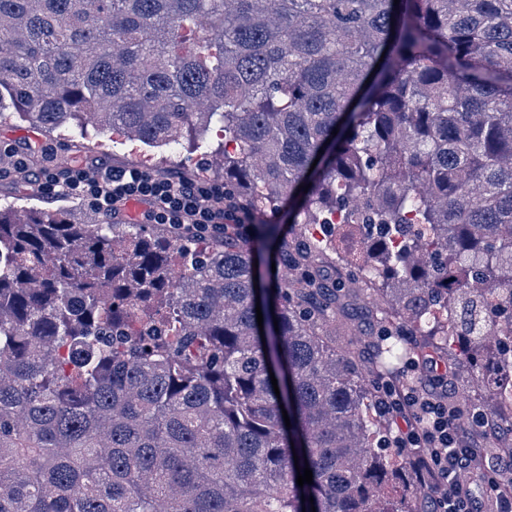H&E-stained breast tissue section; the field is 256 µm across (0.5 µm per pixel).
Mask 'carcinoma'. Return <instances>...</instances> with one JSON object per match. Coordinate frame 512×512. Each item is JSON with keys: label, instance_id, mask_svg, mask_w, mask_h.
<instances>
[{"label": "carcinoma", "instance_id": "1", "mask_svg": "<svg viewBox=\"0 0 512 512\" xmlns=\"http://www.w3.org/2000/svg\"><path fill=\"white\" fill-rule=\"evenodd\" d=\"M0 112L218 123L225 190L301 234L271 290L233 224L0 209V512H414L378 380L512 369V0H0ZM366 290L376 338L339 319ZM475 420L512 491V400Z\"/></svg>", "mask_w": 512, "mask_h": 512}]
</instances>
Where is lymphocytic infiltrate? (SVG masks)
<instances>
[{"mask_svg":"<svg viewBox=\"0 0 512 512\" xmlns=\"http://www.w3.org/2000/svg\"><path fill=\"white\" fill-rule=\"evenodd\" d=\"M30 185L45 198L62 195L80 199L113 217L123 215L127 203H138L142 207L139 218L145 224H174L220 234L225 225L255 221L250 209L228 197L223 184L135 167H47L33 174ZM452 386L450 374H436L429 383L411 381L384 397L386 411L397 425L398 445L420 452L430 471L432 512H483L481 497L485 494L495 496L497 512H512V494L499 491L493 476H485L479 495L462 481L478 451L460 436L458 417L447 400Z\"/></svg>","mask_w":512,"mask_h":512,"instance_id":"lymphocytic-infiltrate-1","label":"lymphocytic infiltrate"}]
</instances>
